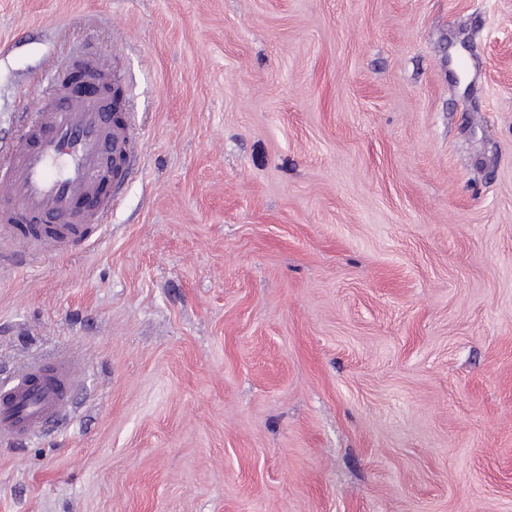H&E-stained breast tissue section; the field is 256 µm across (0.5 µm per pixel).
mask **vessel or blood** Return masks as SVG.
Here are the masks:
<instances>
[{"label": "vessel or blood", "instance_id": "1", "mask_svg": "<svg viewBox=\"0 0 512 512\" xmlns=\"http://www.w3.org/2000/svg\"><path fill=\"white\" fill-rule=\"evenodd\" d=\"M57 94L56 110L23 114L19 138L0 154V244L23 234L32 251L47 253L84 240L88 225L105 223L112 201L82 212L77 200L97 196L104 157L121 180L137 150L133 112L111 117L100 97ZM78 368L59 357L13 377L0 390V440L30 437L65 415Z\"/></svg>", "mask_w": 512, "mask_h": 512}]
</instances>
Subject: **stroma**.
Here are the masks:
<instances>
[{
  "label": "stroma",
  "instance_id": "35a3bbf8",
  "mask_svg": "<svg viewBox=\"0 0 512 512\" xmlns=\"http://www.w3.org/2000/svg\"><path fill=\"white\" fill-rule=\"evenodd\" d=\"M90 53L140 156L0 260L83 370L0 512H512V0H0V147Z\"/></svg>",
  "mask_w": 512,
  "mask_h": 512
}]
</instances>
